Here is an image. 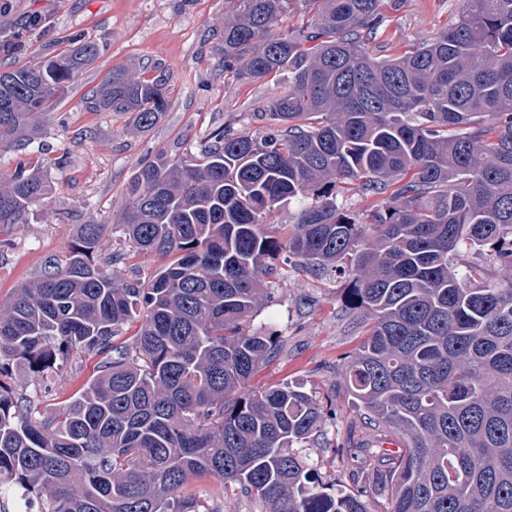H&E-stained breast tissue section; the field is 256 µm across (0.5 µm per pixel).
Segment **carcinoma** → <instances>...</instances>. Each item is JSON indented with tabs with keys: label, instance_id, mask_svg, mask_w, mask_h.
I'll use <instances>...</instances> for the list:
<instances>
[{
	"label": "carcinoma",
	"instance_id": "carcinoma-1",
	"mask_svg": "<svg viewBox=\"0 0 512 512\" xmlns=\"http://www.w3.org/2000/svg\"><path fill=\"white\" fill-rule=\"evenodd\" d=\"M390 1L232 0L224 72L289 74L256 113L274 127L219 129L200 159L157 155L125 190L108 265L106 225L82 224L68 255L0 301V369L43 378L70 354L100 357L50 417L0 382V496L35 494L40 512H210L182 495L208 475L259 512H376L364 487L320 485L303 453L336 410L299 384L246 388L277 350L251 318L300 268L344 281L365 329L344 382L379 430L386 512H512V0H465L452 27L379 59ZM303 7L311 19L278 28ZM97 55L75 37L1 70L0 149L22 150ZM93 98L140 130L169 107L145 69H112ZM51 190L37 165L1 176L0 230ZM130 247L170 261L128 278Z\"/></svg>",
	"mask_w": 512,
	"mask_h": 512
}]
</instances>
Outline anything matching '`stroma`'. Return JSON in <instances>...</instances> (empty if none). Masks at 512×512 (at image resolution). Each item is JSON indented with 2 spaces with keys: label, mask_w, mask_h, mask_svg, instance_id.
I'll use <instances>...</instances> for the list:
<instances>
[{
  "label": "stroma",
  "mask_w": 512,
  "mask_h": 512,
  "mask_svg": "<svg viewBox=\"0 0 512 512\" xmlns=\"http://www.w3.org/2000/svg\"><path fill=\"white\" fill-rule=\"evenodd\" d=\"M461 7L462 0H400L371 45L375 56L393 58L410 44L434 38ZM230 9L229 0H0V43L11 45L0 64H35L66 49L73 35L100 48L92 67L60 91L26 147L27 158L43 166L53 191L35 206L29 223L14 225L0 238V299L37 275L50 258L65 256L80 225L116 224L127 184L145 162L161 152L200 155L224 124L252 126L253 112L277 83L287 82L284 73L274 82L225 77L221 38ZM35 14L43 16L42 27L28 26ZM144 64L165 79L170 100L168 111L147 131L135 129L127 114L92 104L94 90L113 67ZM273 289L274 302L251 326L275 330L280 351L254 371L247 387L258 391L300 382L317 399L331 400L336 424L328 431L329 443L310 448L309 459L324 485H362L376 435L343 382L345 358L362 339L340 317L343 285L292 271ZM94 366V360L71 355L47 381L12 367L0 372V380L51 415L80 394ZM184 492L211 512L258 509L243 495L225 501L223 485L209 476L193 479Z\"/></svg>",
  "instance_id": "35a3bbf8"
}]
</instances>
